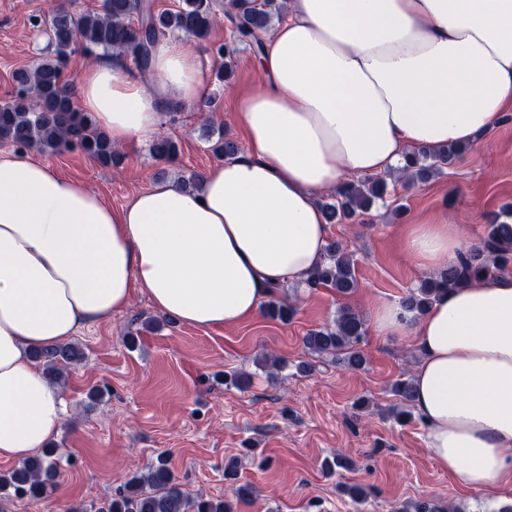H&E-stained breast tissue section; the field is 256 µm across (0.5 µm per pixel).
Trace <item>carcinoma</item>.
Returning <instances> with one entry per match:
<instances>
[{"mask_svg":"<svg viewBox=\"0 0 512 512\" xmlns=\"http://www.w3.org/2000/svg\"><path fill=\"white\" fill-rule=\"evenodd\" d=\"M285 10L282 0H224V17L232 25V41L218 49L224 58L220 75L232 72L237 45L244 44L258 55L263 49L259 34L267 31ZM216 21L213 0H179L175 10L157 11L152 0H102L97 13L75 14L58 8L44 18L51 31L53 56L31 70L15 76L17 91L0 103V142L20 148H35L56 153L78 149L102 166L121 161V152L100 129L89 112L75 106L64 78V70L75 53L95 62L105 55L132 60L136 72L144 80L153 76L152 63L158 44L172 35L196 40L208 37ZM212 151L231 159L241 151L239 142L222 129L206 127ZM464 147L449 144L442 147L422 146L405 154V164L394 174L408 182H424L443 173L462 154ZM151 153L159 160L173 161L177 143L158 133ZM388 176H368L342 183L319 201L329 224L356 221L388 194ZM354 251L340 241H330L323 260L309 273L304 288L336 289L341 296L357 288ZM512 269V223L509 217L487 225L480 242L435 275L423 279L409 293L402 307L417 317L431 304L432 296L442 289L461 288L484 277ZM272 318L286 320L295 308L280 301L265 304ZM366 328L362 316L349 306H341L333 324L314 329L304 339L305 347L319 355L343 352L352 368L364 363L359 345ZM43 366L47 379L55 384L68 367L83 359V351L75 342H64L32 352ZM61 457L58 449L46 448L42 453L23 459L18 466L0 475V494L38 499L55 486ZM98 512H233V505L221 498H193L176 483L167 460L161 458L145 474L133 476L122 490L103 504Z\"/></svg>","mask_w":512,"mask_h":512,"instance_id":"obj_1","label":"carcinoma"}]
</instances>
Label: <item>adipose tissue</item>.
<instances>
[{
	"mask_svg": "<svg viewBox=\"0 0 512 512\" xmlns=\"http://www.w3.org/2000/svg\"><path fill=\"white\" fill-rule=\"evenodd\" d=\"M287 19L242 97L244 148L189 191L155 182L121 209L46 162L0 153V459L38 453L63 401L31 357L126 309L135 290L198 328L253 317L303 283L330 226L319 194L402 165L411 148L477 145L512 111V0H285ZM155 83L109 59L74 87L114 146L154 135L165 103L201 94L198 55L170 37ZM434 270L463 249L433 218L405 240ZM377 329L421 358L410 405L438 468L463 489L512 488V273L440 293L412 317L383 302Z\"/></svg>",
	"mask_w": 512,
	"mask_h": 512,
	"instance_id": "1",
	"label": "adipose tissue"
}]
</instances>
